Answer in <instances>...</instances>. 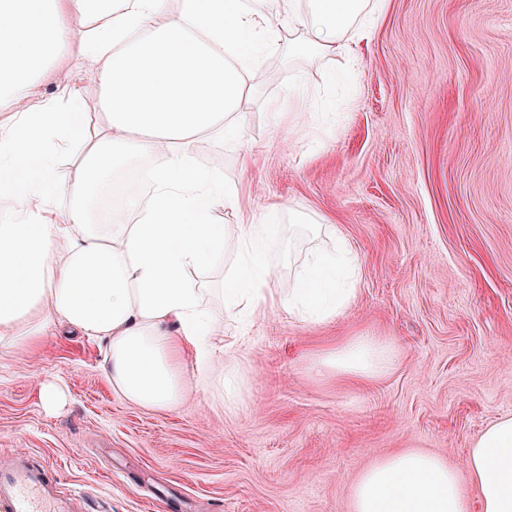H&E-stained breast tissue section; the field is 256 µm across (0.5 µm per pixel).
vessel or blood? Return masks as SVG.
<instances>
[{
  "instance_id": "obj_1",
  "label": "vessel or blood",
  "mask_w": 512,
  "mask_h": 512,
  "mask_svg": "<svg viewBox=\"0 0 512 512\" xmlns=\"http://www.w3.org/2000/svg\"><path fill=\"white\" fill-rule=\"evenodd\" d=\"M70 498L42 468L0 466V512H69Z\"/></svg>"
}]
</instances>
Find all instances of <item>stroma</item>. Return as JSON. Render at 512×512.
<instances>
[{"instance_id": "stroma-1", "label": "stroma", "mask_w": 512, "mask_h": 512, "mask_svg": "<svg viewBox=\"0 0 512 512\" xmlns=\"http://www.w3.org/2000/svg\"><path fill=\"white\" fill-rule=\"evenodd\" d=\"M81 49H60L31 100L77 89L98 131L101 89ZM356 54L335 86L339 60L266 53L239 151L195 146L255 209L274 198L280 225L292 210L338 225L361 261L337 320L257 322L235 405L217 347L211 371L185 354L188 396L168 411L113 391L102 341L72 332L30 354L0 348V453L49 465L81 493L72 512H351L360 472L410 449L460 469L468 512H481L464 461L512 417V0H387ZM242 151L256 158L246 172ZM350 336L392 342L394 368L317 372L314 357ZM48 382L65 393L55 411L39 395Z\"/></svg>"}]
</instances>
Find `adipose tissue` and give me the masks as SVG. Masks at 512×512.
<instances>
[{
    "label": "adipose tissue",
    "mask_w": 512,
    "mask_h": 512,
    "mask_svg": "<svg viewBox=\"0 0 512 512\" xmlns=\"http://www.w3.org/2000/svg\"><path fill=\"white\" fill-rule=\"evenodd\" d=\"M0 0V111L16 120L0 133V347L31 350L63 328L105 341L113 390L148 410L186 398L182 358L223 339L204 305L199 273L222 264L224 319L253 325L273 311L309 324L342 315L355 296L359 258L333 224L316 225L332 249H308L287 286L273 287L264 260L280 237V203L248 211L219 164L195 160L200 138L240 145L238 115L260 75V59L287 43L292 54L353 58L385 10L383 0ZM87 19L85 77L99 84L108 127L85 143L77 93L34 105L36 76L68 40L69 13ZM88 152L83 197L59 224L44 214L68 183L59 152ZM161 153L158 166L144 157ZM136 166L153 193L131 198L130 224L94 223L89 207L116 167ZM240 222L227 228L216 213ZM395 352L354 336L321 352L318 369L362 378L391 370ZM482 512H512V418L492 423L465 459ZM352 512H468L459 475L442 458L403 451L368 467L352 488Z\"/></svg>",
    "instance_id": "ef3b65f1"
}]
</instances>
